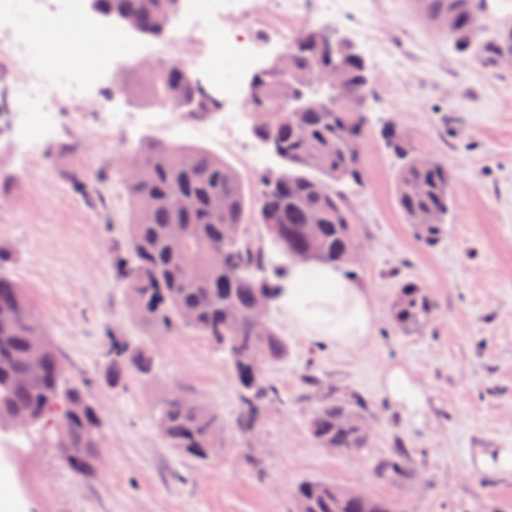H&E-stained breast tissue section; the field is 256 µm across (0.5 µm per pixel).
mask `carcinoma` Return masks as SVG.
Returning <instances> with one entry per match:
<instances>
[{
	"label": "carcinoma",
	"mask_w": 512,
	"mask_h": 512,
	"mask_svg": "<svg viewBox=\"0 0 512 512\" xmlns=\"http://www.w3.org/2000/svg\"><path fill=\"white\" fill-rule=\"evenodd\" d=\"M486 0H414L417 10L448 34L462 53L480 56L487 65L512 57V46L498 41L477 46ZM112 16H132L140 33L162 37L181 8L177 0H101ZM454 17L455 24L442 21ZM319 29H301L286 49L282 75L306 74L314 79L307 88L305 110L297 111L283 97L280 78H258L252 106L261 118L252 124L253 137L265 146L273 141L281 161L278 170L257 175L259 191L252 199L237 174L202 148L145 141L122 154L119 174L128 201L125 246L112 247V268L124 290L131 316L157 334L187 332L209 339L224 353V362L239 392L237 428L251 433L266 406L279 400V389L252 358L257 351L267 363L283 360L288 345L272 319L259 325L251 307L259 299L273 305L274 276L280 271L269 251L289 260L295 251H308L314 262L341 266L356 275L357 232L350 191L367 184L363 158L351 144L366 141L369 119L359 100L371 91L363 64L348 58L340 63L337 81L343 95L321 81V69L332 64L319 40ZM148 98L155 104L202 118L212 111L217 97L200 91L187 63H143ZM386 147L397 158L395 199L415 236L426 245L437 244L446 232L452 172L438 158L428 164L401 128L383 129ZM224 202L222 210L216 201ZM263 226L268 243L251 235V223ZM185 228L187 244L170 247L169 226ZM435 303L413 281L398 285L391 318L402 330L421 329L432 320ZM0 311L14 317L0 320V428L19 416H29L38 433L58 448L64 463L76 473L91 470L93 449L101 441V415L87 393L88 380L72 375V389L63 384L65 358L53 343L43 355L42 373L24 374L31 344L46 337L42 321L15 280L0 275ZM112 366V385L134 374L148 380L154 357L144 346L112 336L106 348ZM317 387L316 404L307 421L310 437L323 448H341L357 456L369 446L367 425L374 408L355 392ZM156 426L170 448L205 460L224 437L222 416L173 385L161 399ZM381 480L402 487L421 479L413 453L397 448L373 464ZM296 512H399L393 499L372 496L365 501L349 489L321 479H305L293 493Z\"/></svg>",
	"instance_id": "cac0c4a2"
}]
</instances>
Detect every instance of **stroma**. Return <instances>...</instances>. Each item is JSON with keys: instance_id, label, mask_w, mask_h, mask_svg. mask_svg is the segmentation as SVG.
Wrapping results in <instances>:
<instances>
[{"instance_id": "35a3bbf8", "label": "stroma", "mask_w": 512, "mask_h": 512, "mask_svg": "<svg viewBox=\"0 0 512 512\" xmlns=\"http://www.w3.org/2000/svg\"><path fill=\"white\" fill-rule=\"evenodd\" d=\"M368 29L354 21L310 13V26L333 24L359 48L371 78L365 188L351 192L358 228L359 278L376 314L371 338L357 350L302 335L278 319L286 360L267 374L280 398L255 433L235 422L240 398L224 356L190 333L155 335L130 318L112 273V245L126 235V195L115 173L122 152L146 140L184 142L224 158L252 186L256 173L280 168L257 145L248 113L236 138L206 126L223 121L174 113L159 127L155 106L114 85L136 83L133 69L105 66L89 76L86 93L63 101L80 127L13 125L0 108V250L5 268L26 291L68 366L91 378L90 396L102 416V456L93 474L79 475L57 448L35 441L6 450L14 435L0 430V463L12 469L27 512H295L293 491L320 478L398 502L400 512H512V470L475 476L479 448H512V68L482 65L458 53L424 24L410 0H363ZM386 40L388 57L370 44ZM135 113V123L107 126L102 105ZM453 173L447 233L436 245L418 241L395 200L396 161L381 129L389 123ZM83 172L89 206L71 181ZM418 283L436 309L423 330L404 332L390 319L398 284ZM146 344L151 379L128 376L113 385L104 354L107 334ZM406 365L429 397L422 418L385 404L383 369ZM356 392L377 405L370 446L362 455L332 453L309 436L315 406L303 375ZM182 384L224 419V445L205 460L167 448L154 419L170 384ZM404 443L423 465L421 482L395 487L376 480L374 460Z\"/></svg>"}]
</instances>
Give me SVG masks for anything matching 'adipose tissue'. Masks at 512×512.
<instances>
[{
	"label": "adipose tissue",
	"instance_id": "1",
	"mask_svg": "<svg viewBox=\"0 0 512 512\" xmlns=\"http://www.w3.org/2000/svg\"><path fill=\"white\" fill-rule=\"evenodd\" d=\"M274 282L277 312L303 335L352 349L370 338L375 322L370 291L340 267L292 261ZM380 387L405 413L419 415L427 408L424 389L402 365L386 367Z\"/></svg>",
	"mask_w": 512,
	"mask_h": 512
}]
</instances>
